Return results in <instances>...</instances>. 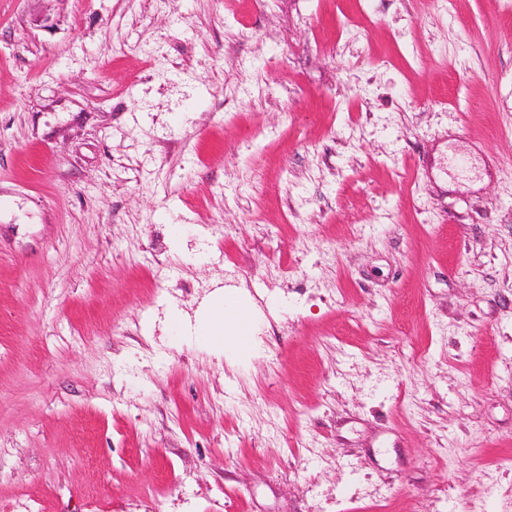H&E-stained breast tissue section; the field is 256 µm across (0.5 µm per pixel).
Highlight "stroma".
<instances>
[{"mask_svg":"<svg viewBox=\"0 0 512 512\" xmlns=\"http://www.w3.org/2000/svg\"><path fill=\"white\" fill-rule=\"evenodd\" d=\"M508 454L512 0H0V512H512ZM238 308L240 316L248 321L246 325L239 323L235 313L230 316L224 315V307ZM249 309L227 296L224 297V290L214 296L208 303L207 310L198 325L197 331L202 336L203 345L214 350L224 351V346L229 342L238 343L240 336H247L251 326ZM248 329V330H247Z\"/></svg>","mask_w":512,"mask_h":512,"instance_id":"stroma-1","label":"stroma"}]
</instances>
